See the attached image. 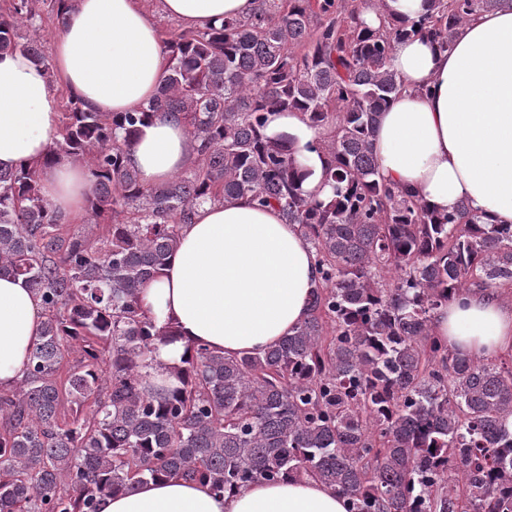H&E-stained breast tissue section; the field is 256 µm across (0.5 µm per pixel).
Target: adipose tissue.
Segmentation results:
<instances>
[{"mask_svg":"<svg viewBox=\"0 0 512 512\" xmlns=\"http://www.w3.org/2000/svg\"><path fill=\"white\" fill-rule=\"evenodd\" d=\"M256 0H163L184 29L203 30L227 17L252 14ZM427 0H382L364 11L377 29L392 18L419 19ZM61 84L96 112H134L157 95L168 58L140 0H76L54 41ZM390 67L403 80L378 117L372 152L382 181L412 190L430 209L459 206L490 224H512V6L484 11L457 31L452 51L426 35L397 42ZM60 99L44 68L22 52L0 53V169L44 159L60 126ZM270 135L293 137L305 174L303 191L328 193L329 155L300 111L266 115ZM197 156L183 122L157 113L139 125L130 161L147 184L189 167ZM51 207L72 221L83 214L91 182L86 167L62 160L41 177ZM317 266L311 244L278 208L241 198L205 203L179 235L161 275L139 290L157 326L173 324L174 340L143 364L146 382L172 390L174 372L191 347L232 357L277 344L307 316ZM45 320L22 279L0 277V389L26 373ZM450 349L512 352V304L473 291L436 317ZM101 512H346L336 492L312 480L256 481L217 495L208 485L176 477L149 479L102 501Z\"/></svg>","mask_w":512,"mask_h":512,"instance_id":"1","label":"adipose tissue"}]
</instances>
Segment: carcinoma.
<instances>
[{
	"label": "carcinoma",
	"mask_w": 512,
	"mask_h": 512,
	"mask_svg": "<svg viewBox=\"0 0 512 512\" xmlns=\"http://www.w3.org/2000/svg\"><path fill=\"white\" fill-rule=\"evenodd\" d=\"M75 0H6L0 53L55 74L36 38ZM378 0H262L248 18L163 38L168 75L147 107L93 112L63 92L47 161L92 178L88 237L41 194L43 163L0 170V276L45 311L26 375L0 390V512H99L147 479L177 476L218 494L308 478L347 512H512V355L484 358L436 336L443 305L512 288V225L461 206L435 213L377 179L379 112L402 85L395 42L454 46L470 17L512 0H428L418 20L372 29ZM298 110L331 157L330 194L301 187L292 137L265 113ZM162 111L198 144L189 171L143 183L129 163L137 126ZM276 206L316 253L307 317L275 346L226 357L204 346L181 387L142 384L158 343L138 290L159 276L203 201Z\"/></svg>",
	"instance_id": "cac0c4a2"
}]
</instances>
